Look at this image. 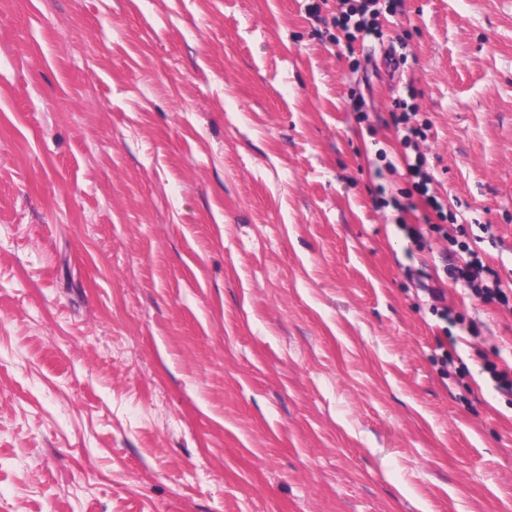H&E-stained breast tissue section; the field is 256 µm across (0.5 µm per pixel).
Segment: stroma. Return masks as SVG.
I'll return each instance as SVG.
<instances>
[{
	"mask_svg": "<svg viewBox=\"0 0 512 512\" xmlns=\"http://www.w3.org/2000/svg\"><path fill=\"white\" fill-rule=\"evenodd\" d=\"M341 7L0 0V512H512V0ZM357 2L351 5L347 11L336 16L334 23L336 28L345 33L351 43L358 38L364 40L379 34L378 16L381 14L377 6L381 0H351ZM412 113L402 112V114L393 116V121L396 129V133L405 147L406 150L412 149L414 151L416 140L426 135L428 129V122L423 123H410V114L413 116L417 115V112L412 109ZM403 163L407 175L415 179L414 185L423 198L424 204L430 207L439 219L447 221L448 213L445 211L443 202L437 196L429 194L433 176L426 167V160L420 154L416 153L412 157L406 151L403 155ZM450 243L452 247H456L448 249L449 253L455 254L456 261L448 264L446 269L453 281L463 284L484 302L508 304L509 296L501 288L498 275L483 263L479 252L466 242L450 239Z\"/></svg>",
	"mask_w": 512,
	"mask_h": 512,
	"instance_id": "1",
	"label": "stroma"
}]
</instances>
